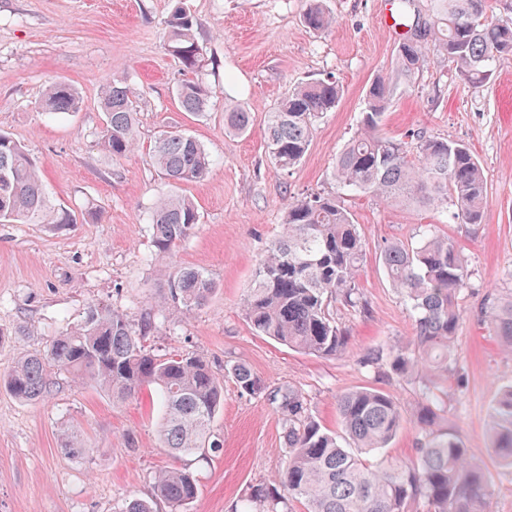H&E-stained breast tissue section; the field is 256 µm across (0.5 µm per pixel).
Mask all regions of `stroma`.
<instances>
[{"mask_svg": "<svg viewBox=\"0 0 512 512\" xmlns=\"http://www.w3.org/2000/svg\"><path fill=\"white\" fill-rule=\"evenodd\" d=\"M176 3L0 0V131L26 147L52 200L75 218L58 226L0 224V375L45 351L90 306H113L136 321L150 315V349L202 355L223 377L214 431L224 447L181 458L160 448L162 410L149 388L116 406L102 390L66 378L42 402H21L0 387V512H122L133 499L169 512L154 497L153 476L173 467L189 469L198 483L185 512H251L253 489L273 485L288 458L285 423L270 401L276 390L300 391L310 414L332 431L340 428L337 397L356 388L384 390L412 407L417 384L370 375L360 360L371 348L412 341L409 311L380 254L388 243L416 242L428 224L454 238L469 270L455 342L463 385L444 395L438 425L458 434L483 467L494 490L490 512H512V471L495 461L487 431L497 389L512 381V351L478 321L486 295L512 291V56L493 63L487 83L472 85L447 57L429 53L399 86L381 125L411 146L423 135L472 151L487 184L482 222L472 230L456 223L451 206L384 203L339 191L330 177L371 83L394 65L402 37L385 25L392 0H324L336 19L324 33L306 27L307 0H186L208 58L200 79L212 97L201 116L180 109V65L165 49ZM111 78L137 92L138 146L118 161L97 145L105 119L100 87ZM324 78L336 80L341 100L316 122L301 162L281 171L266 151V116L288 89ZM52 80L78 89L80 111L51 117L38 110ZM228 106L250 112L249 133L225 132ZM167 131L193 136L213 160L203 181L175 189L193 200L201 222L171 264L201 269L216 285L206 306L189 313L171 304L168 277L152 258L151 207L173 189L151 154ZM318 192L339 193L365 242L361 307L332 306L348 345L323 357L256 335L240 308L288 203ZM92 206L99 220H87ZM237 365L261 378L263 394L240 391L231 374ZM66 432L90 445L91 455L69 453Z\"/></svg>", "mask_w": 512, "mask_h": 512, "instance_id": "35a3bbf8", "label": "stroma"}]
</instances>
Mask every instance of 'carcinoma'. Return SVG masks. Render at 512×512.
Wrapping results in <instances>:
<instances>
[{"instance_id":"cac0c4a2","label":"carcinoma","mask_w":512,"mask_h":512,"mask_svg":"<svg viewBox=\"0 0 512 512\" xmlns=\"http://www.w3.org/2000/svg\"><path fill=\"white\" fill-rule=\"evenodd\" d=\"M411 0H400L403 24L410 36L397 49L390 74L377 77L368 92L358 133L336 156L333 177L349 191L395 204L438 207L451 203L459 223L481 224L487 204L483 169L460 143L417 137L415 155L405 143L380 132L385 105L401 79H410L425 62L428 50L448 56L473 84L490 79L491 63L512 56V21L487 19V0H430L427 19L411 12ZM306 26L327 30L333 19L320 0L304 14ZM167 51L178 60L183 79L177 99L185 112L199 115L211 91L195 79L207 66L194 33L190 11L176 7L168 19ZM342 91L331 79L288 90L269 113L265 143L276 167L288 171L304 157L314 124L336 108ZM101 108L105 125L97 144L114 160L136 147V95L119 79L103 84ZM78 91L64 81L48 86L40 108L61 116L79 111ZM250 113L224 112V130L244 134ZM153 166L172 184L198 182L211 167L205 148L180 131L158 138ZM200 215L195 204L177 195L160 197L151 217L153 260L165 265L175 249L191 237ZM70 215L46 192L42 175L24 146L0 133V224H68ZM365 243L351 214L334 193H314L288 203L283 231L261 257L254 281L242 302L246 321L268 336L308 354L332 356L347 344V333L331 314L340 300L360 303L357 274ZM382 264L400 290L413 320L409 346L374 348L362 364L373 373L419 383L420 401L408 412L397 398L375 388L341 394L337 411L352 447H343L335 433L308 413L304 396L291 387L273 401L286 425L288 464L284 493L256 490L266 512H279L288 499L303 500L307 512H487L491 485L461 440L439 428L441 399L437 380L455 374L454 345L461 320L462 292L469 271L456 241L434 230L415 244L391 242L381 251ZM171 302L187 312L204 306L216 285L203 271L180 267L168 277ZM488 334L512 350V291L489 294L481 311ZM150 322L136 323L123 311L107 306L88 308L80 323L55 336L48 349L17 361L0 378L14 398L43 401L65 373L79 385L97 386L123 404L142 388L154 387L164 409L159 447L180 456L201 450L220 451L213 422L224 403L223 380L199 354L160 356L144 343ZM232 374L250 395L264 391L259 376L237 365ZM413 420L420 434L410 463L389 459L384 451L404 423ZM490 450L498 464L512 470V384L502 387L489 413ZM155 496L170 512H182L198 494L188 470L164 469L153 477Z\"/></svg>"}]
</instances>
